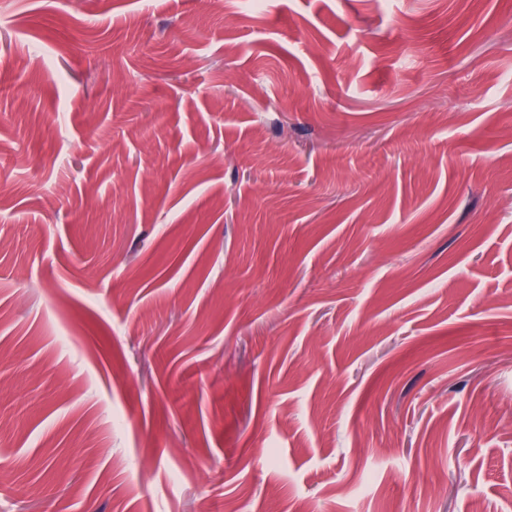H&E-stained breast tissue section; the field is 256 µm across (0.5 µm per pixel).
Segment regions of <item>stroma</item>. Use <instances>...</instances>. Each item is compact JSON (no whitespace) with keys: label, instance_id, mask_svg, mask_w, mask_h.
Segmentation results:
<instances>
[{"label":"stroma","instance_id":"1","mask_svg":"<svg viewBox=\"0 0 512 512\" xmlns=\"http://www.w3.org/2000/svg\"><path fill=\"white\" fill-rule=\"evenodd\" d=\"M512 0H0V512H512Z\"/></svg>","mask_w":512,"mask_h":512}]
</instances>
